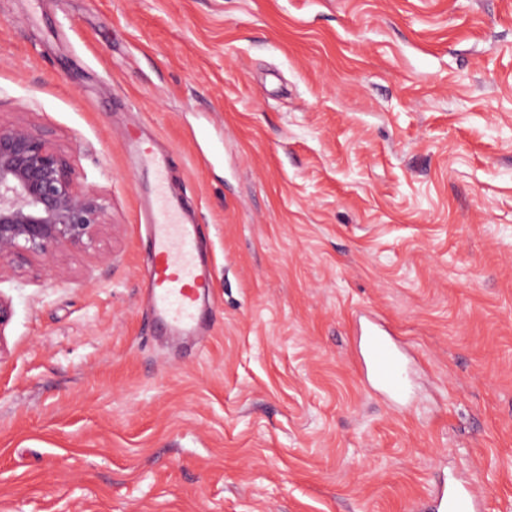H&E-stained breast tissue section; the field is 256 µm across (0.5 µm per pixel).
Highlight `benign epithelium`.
Masks as SVG:
<instances>
[{"instance_id": "benign-epithelium-1", "label": "benign epithelium", "mask_w": 512, "mask_h": 512, "mask_svg": "<svg viewBox=\"0 0 512 512\" xmlns=\"http://www.w3.org/2000/svg\"><path fill=\"white\" fill-rule=\"evenodd\" d=\"M107 216L105 198L78 183L72 156L49 131L0 121V283L18 275V260L48 263L61 250L109 262L100 246Z\"/></svg>"}]
</instances>
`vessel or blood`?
Returning <instances> with one entry per match:
<instances>
[{
  "instance_id": "vessel-or-blood-1",
  "label": "vessel or blood",
  "mask_w": 512,
  "mask_h": 512,
  "mask_svg": "<svg viewBox=\"0 0 512 512\" xmlns=\"http://www.w3.org/2000/svg\"><path fill=\"white\" fill-rule=\"evenodd\" d=\"M144 167L153 177V199L147 212L151 236V262L146 299L155 321L189 330L197 322V301L213 286L211 270L198 261L200 229L185 224L182 205L166 190L169 161L156 155L151 146L140 148ZM362 368L373 384L386 395L403 392L409 375L405 350L400 340L373 316L356 317ZM482 503L473 486L451 480L441 485L433 512H481Z\"/></svg>"
}]
</instances>
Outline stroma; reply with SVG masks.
Returning a JSON list of instances; mask_svg holds the SVG:
<instances>
[{
    "label": "stroma",
    "mask_w": 512,
    "mask_h": 512,
    "mask_svg": "<svg viewBox=\"0 0 512 512\" xmlns=\"http://www.w3.org/2000/svg\"><path fill=\"white\" fill-rule=\"evenodd\" d=\"M71 149L112 253L0 283V512H512V0H0V119ZM203 338L142 297L151 177ZM411 361L397 407L355 317ZM144 167L153 177V199L147 212L151 262L146 299L153 319L190 330L197 322V301L213 288L211 270L198 261L200 229L185 224L182 204L166 191L169 161L149 145L140 147ZM433 512H478L482 503L473 486L466 481H443L432 506Z\"/></svg>",
    "instance_id": "stroma-1"
}]
</instances>
